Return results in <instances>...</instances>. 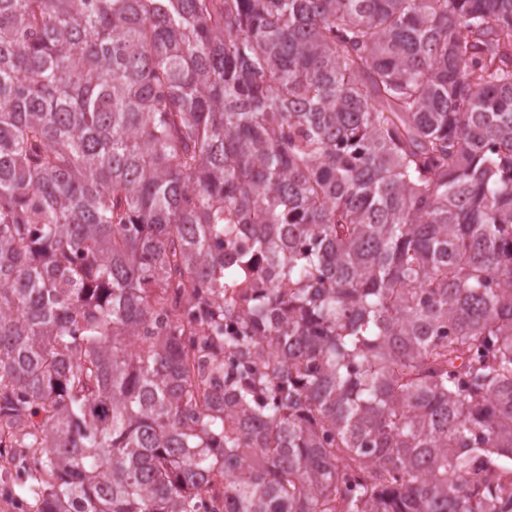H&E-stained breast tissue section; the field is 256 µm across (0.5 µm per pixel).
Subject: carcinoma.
Here are the masks:
<instances>
[{
	"mask_svg": "<svg viewBox=\"0 0 512 512\" xmlns=\"http://www.w3.org/2000/svg\"><path fill=\"white\" fill-rule=\"evenodd\" d=\"M5 474L512 512V0H0Z\"/></svg>",
	"mask_w": 512,
	"mask_h": 512,
	"instance_id": "1",
	"label": "carcinoma"
}]
</instances>
